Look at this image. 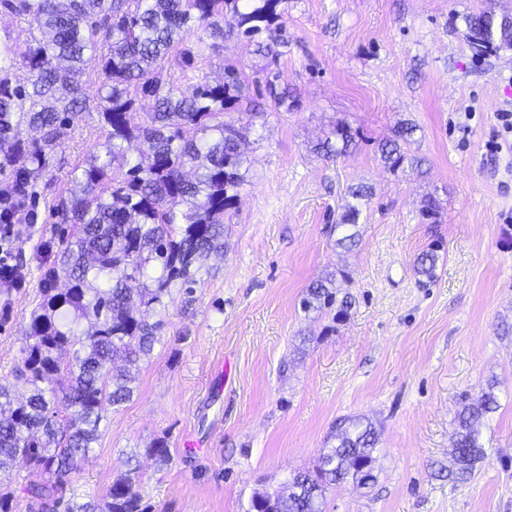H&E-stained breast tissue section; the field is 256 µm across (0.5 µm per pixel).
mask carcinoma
Here are the masks:
<instances>
[{
  "instance_id": "obj_1",
  "label": "carcinoma",
  "mask_w": 512,
  "mask_h": 512,
  "mask_svg": "<svg viewBox=\"0 0 512 512\" xmlns=\"http://www.w3.org/2000/svg\"><path fill=\"white\" fill-rule=\"evenodd\" d=\"M284 0H0V7L34 27L20 45L8 31L0 36V166L11 182L0 198V224L12 222L17 207L34 197L60 130L87 109L75 81L85 56L98 58L103 75L97 112L106 130L103 149L74 169L69 202L58 213L59 249L41 278V300L30 316L27 343L12 372L27 395L18 399L0 381V471L38 470L44 482L26 489L49 512H144L137 490L139 471L115 476L104 501L66 500L58 491L89 458L109 408L130 401L134 372L162 341V320L148 311L167 308L172 289L193 294L200 259L224 261V213L235 208L252 161L240 149L235 125L224 120L245 88L243 73L232 61L224 79L204 82L186 96L163 83L165 64L190 67L202 56L205 39H252L268 63L257 83L264 84L278 107L288 96L277 92L283 40L275 22ZM473 54L488 57L512 48V17L480 10L463 17ZM108 29L109 44L100 51L98 35ZM196 37L195 47L187 46ZM22 64L26 85H15L12 70ZM137 83L142 100L129 96ZM26 125L39 136L23 139ZM416 126L400 122L379 143L381 159L396 171L410 156ZM148 145V152L141 145ZM355 144L351 128L333 127L314 146L325 159L346 154ZM107 184L111 196L96 193ZM331 225L336 246L351 251L358 243L361 209L371 196L368 186L350 187ZM442 243L416 258L415 270L433 274ZM66 283L65 288L58 282ZM352 300L337 299L334 278L315 280L302 298V309L344 318ZM499 407L493 387L476 398L464 397L448 452V479L463 482L486 458L481 426ZM379 434L363 417L336 424L317 465L288 479L285 491L256 493L246 512H325L326 492L344 483L376 481Z\"/></svg>"
}]
</instances>
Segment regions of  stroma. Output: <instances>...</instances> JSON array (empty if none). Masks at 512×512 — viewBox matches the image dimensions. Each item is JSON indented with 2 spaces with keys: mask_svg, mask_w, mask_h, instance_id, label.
I'll use <instances>...</instances> for the list:
<instances>
[{
  "mask_svg": "<svg viewBox=\"0 0 512 512\" xmlns=\"http://www.w3.org/2000/svg\"><path fill=\"white\" fill-rule=\"evenodd\" d=\"M512 15V0H284L280 87L295 104L249 92L229 112L253 167L224 216V261L191 302L174 292L161 344L141 365L132 400L108 410L69 490L101 498L137 452L144 512H245L257 492L313 468L338 419L362 416L380 433L377 480L327 493V512H512V144L495 148L498 112L512 107V49L474 58L465 14ZM255 77L254 42L207 50L196 67L163 70L191 94L225 61ZM89 106L66 127L37 200L18 209L8 249L23 287L0 293V379L27 342L40 280L58 248L53 207L70 173L99 152L97 59L78 75ZM263 117H256V110ZM402 120L424 173L390 172L377 152ZM343 123L357 148L324 159L313 145ZM373 189L350 252L330 235L349 186ZM436 197L440 223L419 218ZM441 240L435 275L414 260ZM352 306L343 321L306 317L299 302L324 273ZM493 386L499 407L471 478H448L463 396ZM165 440L169 460L147 455Z\"/></svg>",
  "mask_w": 512,
  "mask_h": 512,
  "instance_id": "35a3bbf8",
  "label": "stroma"
}]
</instances>
